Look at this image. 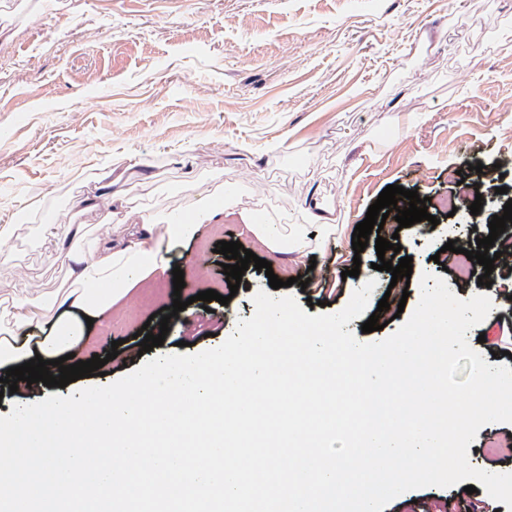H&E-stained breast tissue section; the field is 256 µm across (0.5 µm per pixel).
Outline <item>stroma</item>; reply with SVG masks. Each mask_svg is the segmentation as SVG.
<instances>
[{"mask_svg":"<svg viewBox=\"0 0 512 512\" xmlns=\"http://www.w3.org/2000/svg\"><path fill=\"white\" fill-rule=\"evenodd\" d=\"M452 171L487 185L480 214L435 205L456 192ZM393 184L428 198L438 220L422 232L386 219L381 237H398L401 256L413 259L407 281L374 269V246L352 249L356 225ZM115 194L124 201L116 209L104 203ZM510 199L512 7L502 0H0V225L14 227L0 251V325L13 327L17 298L70 290L95 239L223 205L196 237L167 245L171 268L199 255L207 277L179 292L171 269L139 284L137 307L113 306L72 349L86 361L116 341L118 356L61 396L110 384L155 355L219 346L252 317L260 290L317 315L340 311L376 279L368 309L384 328L363 332L357 317L347 329L361 342L382 340L401 325L392 307L415 309L422 275L444 276L463 300L481 293L482 265L457 278L441 249L473 227L488 236ZM258 212L325 236L323 249L271 251L250 229ZM45 224L75 234L47 238ZM220 241L240 242L292 286L271 289L251 268L246 288L231 293ZM313 261L328 278L312 279ZM355 266L359 276H349ZM490 275L494 307L467 341L495 366L496 347L512 345V275ZM208 289L229 304L195 301ZM178 295L189 305L163 345L140 352L136 333L158 331L155 313ZM383 299L390 308L381 312ZM468 456L477 468L512 472V425L481 427ZM473 504L512 512L460 484L403 493L383 512Z\"/></svg>","mask_w":512,"mask_h":512,"instance_id":"1","label":"stroma"}]
</instances>
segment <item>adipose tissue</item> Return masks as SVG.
I'll use <instances>...</instances> for the list:
<instances>
[{"label": "adipose tissue", "instance_id": "1", "mask_svg": "<svg viewBox=\"0 0 512 512\" xmlns=\"http://www.w3.org/2000/svg\"><path fill=\"white\" fill-rule=\"evenodd\" d=\"M199 230L197 224L176 219L155 229L151 224H135L126 242L98 243L96 253L84 264L78 278L77 288L60 297V304L75 309L77 317L57 315L46 319L45 301L41 298H26L16 302L18 328L42 321H49V333L38 342V352L43 359L56 358L62 351L79 341L84 325L83 317H97L105 308L123 298L135 282L144 276L165 271L166 258L160 247L161 238L188 239Z\"/></svg>", "mask_w": 512, "mask_h": 512}]
</instances>
